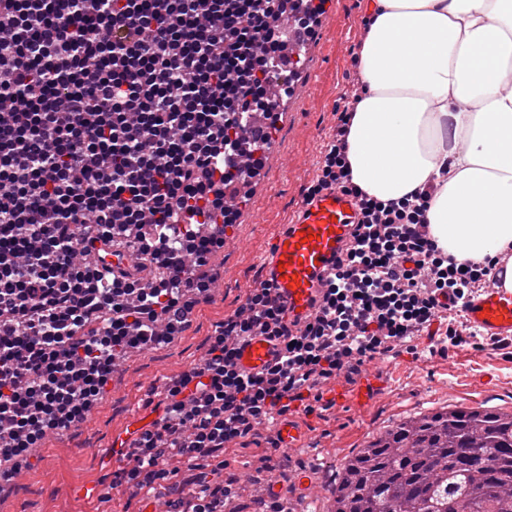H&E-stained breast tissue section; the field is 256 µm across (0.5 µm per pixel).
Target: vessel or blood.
I'll return each mask as SVG.
<instances>
[{"mask_svg":"<svg viewBox=\"0 0 512 512\" xmlns=\"http://www.w3.org/2000/svg\"><path fill=\"white\" fill-rule=\"evenodd\" d=\"M357 210L352 196L336 188L323 190L304 200L295 218L275 238L261 281L272 288L289 326H304L321 305L326 281L356 230ZM459 316L465 326L512 348V291L489 282L464 301ZM278 351V343L267 333L255 332L239 347L236 366L248 372L263 370ZM378 384L373 376L358 386L340 381L329 397L339 405L365 401ZM277 433L284 449L301 447L306 438V429L295 416L280 420Z\"/></svg>","mask_w":512,"mask_h":512,"instance_id":"vessel-or-blood-1","label":"vessel or blood"}]
</instances>
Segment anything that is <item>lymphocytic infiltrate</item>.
Instances as JSON below:
<instances>
[{"instance_id": "f902f5d3", "label": "lymphocytic infiltrate", "mask_w": 512, "mask_h": 512, "mask_svg": "<svg viewBox=\"0 0 512 512\" xmlns=\"http://www.w3.org/2000/svg\"><path fill=\"white\" fill-rule=\"evenodd\" d=\"M289 0H0V485L48 435L87 418L126 354L172 342L211 280L197 275L234 223L229 192L261 165L278 113L273 63ZM351 112L338 116L308 196H352L363 228L291 330L269 286L170 379L159 416L123 452L101 499L165 493L167 512H224L222 454L257 426L314 413L323 385L434 331L455 349L488 341L452 315L497 261L457 263L424 220L426 192L385 203L353 185ZM127 237L150 286L100 269ZM274 336V365L238 372L236 348ZM188 477H180V470Z\"/></svg>"}]
</instances>
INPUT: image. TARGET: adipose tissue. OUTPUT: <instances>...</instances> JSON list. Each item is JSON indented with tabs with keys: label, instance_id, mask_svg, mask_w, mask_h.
<instances>
[{
	"label": "adipose tissue",
	"instance_id": "ef3b65f1",
	"mask_svg": "<svg viewBox=\"0 0 512 512\" xmlns=\"http://www.w3.org/2000/svg\"><path fill=\"white\" fill-rule=\"evenodd\" d=\"M347 134L352 182L396 202L431 190V238L502 257L512 291V0H370Z\"/></svg>",
	"mask_w": 512,
	"mask_h": 512
}]
</instances>
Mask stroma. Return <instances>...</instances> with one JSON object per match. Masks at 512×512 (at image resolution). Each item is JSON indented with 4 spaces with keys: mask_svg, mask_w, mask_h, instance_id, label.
<instances>
[{
    "mask_svg": "<svg viewBox=\"0 0 512 512\" xmlns=\"http://www.w3.org/2000/svg\"><path fill=\"white\" fill-rule=\"evenodd\" d=\"M366 0H327L307 45L295 52L296 71L305 81L296 101L283 108L260 183L244 199L224 250L213 261L220 276L209 300L171 344L127 357L101 402L76 430L50 436L36 449L14 487L0 490V512H100L99 500L81 495L86 484L106 486L125 467L118 439L131 417L152 421L150 387L164 384L205 356L216 325L233 314L261 277L275 234L294 218L306 190L320 173L324 145L333 137L337 115L363 91L355 54L366 32ZM415 353L400 352L364 364L381 386L370 402L343 406L327 401L303 416L308 437L290 453L287 477L259 471L268 452L269 428L237 441L225 453L228 472L261 489L276 482L294 512H313L293 480L306 471L314 486L329 491L342 460L399 421L448 407L512 412V358L497 350L432 352L429 337L415 339Z\"/></svg>",
    "mask_w": 512,
    "mask_h": 512,
    "instance_id": "stroma-1",
    "label": "stroma"
}]
</instances>
